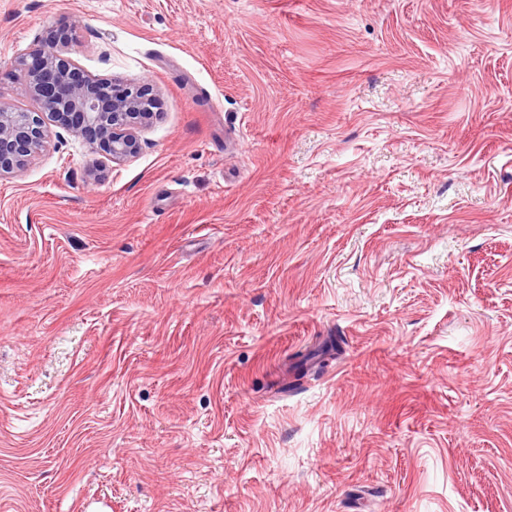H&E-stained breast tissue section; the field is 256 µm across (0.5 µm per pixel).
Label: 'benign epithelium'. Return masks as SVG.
I'll use <instances>...</instances> for the list:
<instances>
[{"mask_svg": "<svg viewBox=\"0 0 512 512\" xmlns=\"http://www.w3.org/2000/svg\"><path fill=\"white\" fill-rule=\"evenodd\" d=\"M73 30L70 24L50 28L20 60L38 108L32 112L0 109V176L22 168L42 147L46 115L114 162L136 154V129L156 115L159 101L148 85L92 77L66 55Z\"/></svg>", "mask_w": 512, "mask_h": 512, "instance_id": "7a95c632", "label": "benign epithelium"}]
</instances>
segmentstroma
<instances>
[{"instance_id": "obj_1", "label": "stroma", "mask_w": 512, "mask_h": 512, "mask_svg": "<svg viewBox=\"0 0 512 512\" xmlns=\"http://www.w3.org/2000/svg\"><path fill=\"white\" fill-rule=\"evenodd\" d=\"M63 21L160 113L0 177V512H512V0H0V103Z\"/></svg>"}]
</instances>
